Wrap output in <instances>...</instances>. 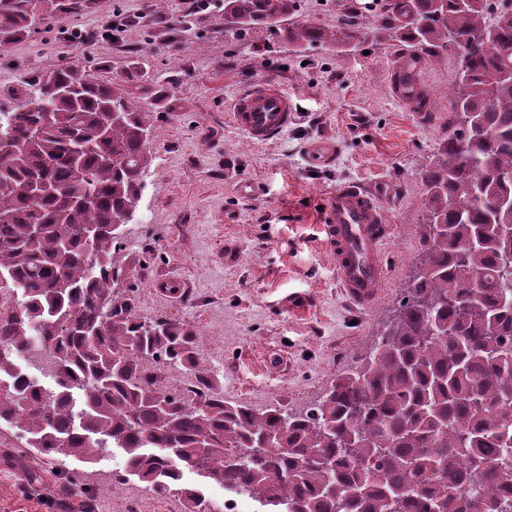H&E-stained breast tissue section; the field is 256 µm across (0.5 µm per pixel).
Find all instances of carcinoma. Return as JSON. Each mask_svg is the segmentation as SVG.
Masks as SVG:
<instances>
[{
    "label": "carcinoma",
    "mask_w": 512,
    "mask_h": 512,
    "mask_svg": "<svg viewBox=\"0 0 512 512\" xmlns=\"http://www.w3.org/2000/svg\"><path fill=\"white\" fill-rule=\"evenodd\" d=\"M388 0L385 29L410 48L398 83L426 104L416 68L453 53L455 120L426 165V218L412 283L368 356L322 400L293 414L230 404L197 361L187 326L141 321L116 291L112 250L138 208L149 128L131 93L75 63L35 74L11 93L0 133L25 143L15 162L0 142V276L22 290L0 314V422L46 460L92 464L107 443L122 476L158 494L179 488L203 512L188 473L266 512H512V280L504 237L512 214V0ZM92 0H0V48ZM297 0H224L239 30H282ZM293 44L354 49L347 22H299ZM71 87L69 95L58 90ZM45 101L46 109L22 107ZM121 113L110 123L108 113ZM40 127L34 138L28 130ZM50 190L35 198L29 187ZM39 226L37 238L30 227ZM97 231L88 241L86 226ZM48 349L58 367L46 393L18 361ZM182 366L192 388H163L154 367ZM274 441L261 446V441Z\"/></svg>",
    "instance_id": "carcinoma-1"
}]
</instances>
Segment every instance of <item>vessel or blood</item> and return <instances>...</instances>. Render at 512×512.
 <instances>
[{
  "label": "vessel or blood",
  "mask_w": 512,
  "mask_h": 512,
  "mask_svg": "<svg viewBox=\"0 0 512 512\" xmlns=\"http://www.w3.org/2000/svg\"><path fill=\"white\" fill-rule=\"evenodd\" d=\"M227 117L252 141L264 142L285 132L295 112L285 90L261 80L233 98ZM338 152L336 141L328 137L306 147L307 160L316 168L331 165ZM325 215V231L340 287L353 301L372 303L384 286L380 256L391 234L383 206L366 189L348 183L329 195Z\"/></svg>",
  "instance_id": "obj_1"
}]
</instances>
